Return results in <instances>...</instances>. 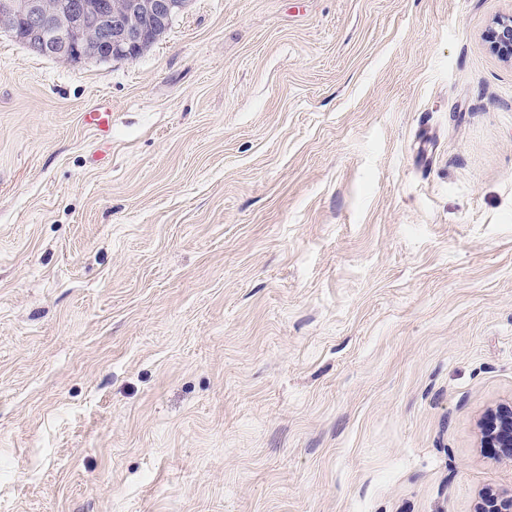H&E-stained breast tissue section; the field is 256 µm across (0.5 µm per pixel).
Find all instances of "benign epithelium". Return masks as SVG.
Here are the masks:
<instances>
[{"mask_svg": "<svg viewBox=\"0 0 512 512\" xmlns=\"http://www.w3.org/2000/svg\"><path fill=\"white\" fill-rule=\"evenodd\" d=\"M189 0H0V31L49 58L130 60L166 33ZM490 48L512 59V17L494 23ZM481 443L512 458V402L492 409L482 424ZM474 512H512V495L487 491Z\"/></svg>", "mask_w": 512, "mask_h": 512, "instance_id": "obj_1", "label": "benign epithelium"}]
</instances>
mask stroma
<instances>
[{"label":"stroma","mask_w":512,"mask_h":512,"mask_svg":"<svg viewBox=\"0 0 512 512\" xmlns=\"http://www.w3.org/2000/svg\"><path fill=\"white\" fill-rule=\"evenodd\" d=\"M510 16L190 0L78 64L0 33V512L511 491L480 431L512 401ZM490 48L505 59H512V17L494 23L488 33ZM86 125L92 128L104 142L112 133V113L108 110H97L94 112H86L84 114Z\"/></svg>","instance_id":"obj_1"}]
</instances>
